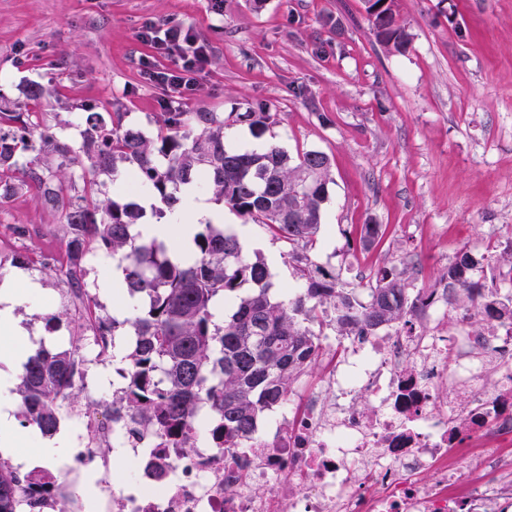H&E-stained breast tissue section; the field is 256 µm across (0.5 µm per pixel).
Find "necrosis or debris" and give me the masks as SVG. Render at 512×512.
<instances>
[{
  "label": "necrosis or debris",
  "mask_w": 512,
  "mask_h": 512,
  "mask_svg": "<svg viewBox=\"0 0 512 512\" xmlns=\"http://www.w3.org/2000/svg\"><path fill=\"white\" fill-rule=\"evenodd\" d=\"M447 302L435 292L415 330L328 346L319 388L279 406L274 436L203 448L191 433L185 447L163 449L164 485L110 490L101 512H512V324L473 335ZM360 392L376 412L355 410ZM77 420L88 434L72 450L78 464L99 441L129 448L131 471L153 454L128 424ZM467 448L486 478L455 465Z\"/></svg>",
  "instance_id": "1"
}]
</instances>
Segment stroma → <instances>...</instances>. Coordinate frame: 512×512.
I'll return each instance as SVG.
<instances>
[{
  "mask_svg": "<svg viewBox=\"0 0 512 512\" xmlns=\"http://www.w3.org/2000/svg\"><path fill=\"white\" fill-rule=\"evenodd\" d=\"M395 12L409 37L401 52L377 40L364 0H0V97L43 84L40 118L73 145L86 105L126 113L150 135L164 112H220L227 148L272 139L292 155L325 152L314 260L353 282L406 266L410 287H428L460 250L482 260L485 240L512 231V0H395ZM151 22L209 45L198 87L182 99L143 77L175 66L141 39ZM259 103L272 114L260 138L234 119ZM0 222L36 225L20 240L29 256L65 258L64 233L33 194L0 206ZM371 223L382 234L366 249L360 229ZM224 225L265 260L281 296L301 292L286 243L229 209ZM30 279L39 299L16 314L40 344L46 317L68 302L49 275ZM91 473L102 487L134 479L110 452L64 472L74 512H85Z\"/></svg>",
  "mask_w": 512,
  "mask_h": 512,
  "instance_id": "stroma-1",
  "label": "stroma"
}]
</instances>
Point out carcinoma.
<instances>
[{"label": "carcinoma", "mask_w": 512, "mask_h": 512, "mask_svg": "<svg viewBox=\"0 0 512 512\" xmlns=\"http://www.w3.org/2000/svg\"><path fill=\"white\" fill-rule=\"evenodd\" d=\"M378 41L406 49V32L396 26L392 6L374 16ZM36 110L0 99V205L18 194L33 193L68 230L66 264L71 292L83 287L80 272L87 254L119 257L127 292L142 301L135 315L105 327L110 336L130 338V352L114 364L124 381L112 396L114 420L148 425L163 448H180L193 428H205L218 448H235L257 432L267 410L288 402L295 384L321 362L323 329L339 336H371L378 330L411 328L425 296L410 297L407 269L380 268L359 286L315 263L310 251L322 226L330 158L318 150L291 156L276 143L234 150L225 147L224 117L216 112H166L153 137L122 124L124 113L105 118L92 107L78 113L84 126L79 148L60 140L50 127L34 121ZM261 136L271 113L262 105L236 115ZM92 174L123 176L129 185L153 192L162 216L181 200L187 185L209 186L224 205L265 226L288 244V263L305 280L304 292L284 300L274 292L264 260L247 255L238 237L221 224L195 234L190 256L155 239L144 241L134 229L144 216L134 202L120 203ZM476 264L462 250L435 286L448 289V300L470 307L471 331L479 336L487 322H512V282L504 294H481ZM233 302L219 322L217 300ZM78 326L101 322L91 303L65 308L60 317ZM83 336L68 346L42 348L23 366L17 384L21 425L43 436L54 435L64 411L84 404L97 411L80 372ZM62 478L47 472L38 482L20 477L0 459V512H18L20 495L61 494Z\"/></svg>", "instance_id": "obj_1"}]
</instances>
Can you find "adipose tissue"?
I'll return each mask as SVG.
<instances>
[{
  "mask_svg": "<svg viewBox=\"0 0 512 512\" xmlns=\"http://www.w3.org/2000/svg\"><path fill=\"white\" fill-rule=\"evenodd\" d=\"M223 208L207 202L194 187H186L181 203L158 220L138 225L142 238L172 241L188 245L197 225L220 224ZM17 277L0 280V454L20 457L19 450L28 442V435L18 427L13 411L14 378L35 350L29 329L15 315V309L33 301L35 292L23 293L17 288Z\"/></svg>",
  "mask_w": 512,
  "mask_h": 512,
  "instance_id": "adipose-tissue-1",
  "label": "adipose tissue"
}]
</instances>
